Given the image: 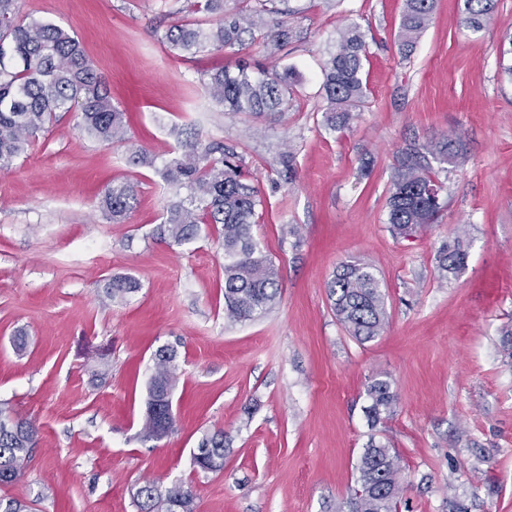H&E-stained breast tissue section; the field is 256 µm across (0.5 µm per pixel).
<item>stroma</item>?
I'll return each instance as SVG.
<instances>
[{
  "mask_svg": "<svg viewBox=\"0 0 512 512\" xmlns=\"http://www.w3.org/2000/svg\"><path fill=\"white\" fill-rule=\"evenodd\" d=\"M301 38L284 51L300 74L280 119L226 112L204 79L259 46L193 57L170 53L164 0H21L26 19L73 32L125 110V145L88 137L63 115L26 157L0 170V401L30 417L38 445L9 496L36 512H138L136 487L190 485L195 512H346L369 439L399 462V512H512V79L499 69L512 0L481 30L459 0H436L410 56L399 50L404 0H289ZM365 35L367 95L348 127L330 131L321 67L345 26ZM235 147L264 199L253 231L279 270L281 296L262 317L224 316V246L216 225L181 246L157 240L168 200L161 178L175 128ZM454 140L463 162L433 163L446 185L435 224L408 239L387 224L397 156ZM292 147L296 174L276 172ZM369 175H361L362 164ZM129 181L124 223L99 207ZM466 266L438 272L457 235ZM347 261L383 282L388 321L365 344L336 319L326 284ZM130 276L113 302L102 285ZM24 332L16 351L12 338ZM177 351V429L139 433L154 355ZM388 378L394 412L370 425L366 385ZM223 430L224 468L192 464L202 433ZM140 288L139 282L130 276L112 277L104 285L105 295L114 301H123Z\"/></svg>",
  "mask_w": 512,
  "mask_h": 512,
  "instance_id": "obj_1",
  "label": "stroma"
}]
</instances>
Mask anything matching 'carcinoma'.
Wrapping results in <instances>:
<instances>
[{
  "label": "carcinoma",
  "mask_w": 512,
  "mask_h": 512,
  "mask_svg": "<svg viewBox=\"0 0 512 512\" xmlns=\"http://www.w3.org/2000/svg\"><path fill=\"white\" fill-rule=\"evenodd\" d=\"M245 7L224 13V0H193L169 16L173 21L161 38L169 52L194 56L201 52L259 44L273 58L298 37L288 20L295 14L278 4L287 0H243ZM461 22L478 31L494 18L497 0H460ZM435 0H405L400 21L399 49L411 51L431 20ZM203 13L206 24L188 21L181 13ZM277 15L274 27L265 17ZM366 53L364 34L358 26L340 30L335 51L322 66V90L326 100L325 125L332 131L354 118V109L365 97L362 81ZM299 76L292 67L255 69L241 59L222 67L206 79L212 101L236 114L255 120L283 116L288 111ZM76 118V126L103 143L127 141L126 113L112 103L107 88L87 57L77 36L61 26L20 18V0H0V169L13 166L30 144L58 118ZM177 150L163 167L169 201L156 237L168 245L196 239L204 224L222 225L224 244V314L232 322L252 320L264 314L278 299L279 273L253 235L258 210L263 206L259 190L249 182V172L236 149L221 143H205L195 133L176 131ZM441 163L461 155L452 142L420 149L409 148L397 158L387 201L388 224L393 235L410 238L435 222L443 207L444 184L437 179L425 154ZM136 186L128 181L107 186L101 200L104 214L115 224L125 221L136 199ZM467 246L458 237L444 247L439 267L444 275L463 268ZM130 276L112 277L105 295L122 301L138 291ZM336 317L345 331L363 344L374 340L387 321L385 293L380 279L366 263H344L327 284ZM156 371L148 386L142 438L157 441L172 433L175 418L166 427L159 423L162 403L177 384L176 351H156ZM366 413L372 422L393 413L395 395L387 379L369 382ZM38 428L26 418L15 417L0 407V486L15 483L36 447ZM193 466L203 472L224 468V430L204 435L193 453ZM356 489L346 502L348 512H396L400 495L397 457L383 443L370 441L355 467ZM139 512H193L192 491L182 484L161 488L147 482L136 490ZM0 512H33V503L0 495Z\"/></svg>",
  "instance_id": "1"
}]
</instances>
